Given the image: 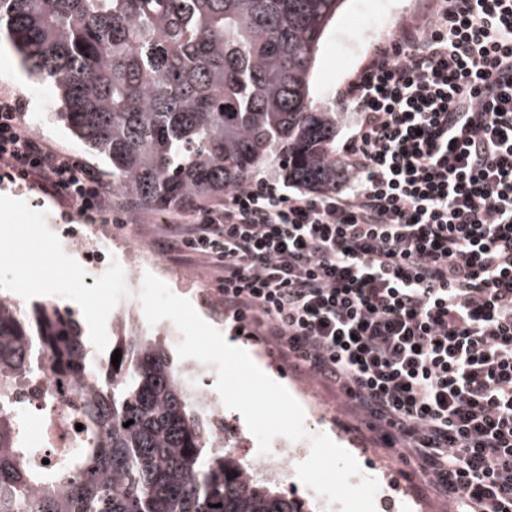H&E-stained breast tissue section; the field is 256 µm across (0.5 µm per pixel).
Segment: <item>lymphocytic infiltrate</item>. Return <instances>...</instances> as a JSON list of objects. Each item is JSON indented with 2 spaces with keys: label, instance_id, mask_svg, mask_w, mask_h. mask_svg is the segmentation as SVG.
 <instances>
[{
  "label": "lymphocytic infiltrate",
  "instance_id": "f902f5d3",
  "mask_svg": "<svg viewBox=\"0 0 512 512\" xmlns=\"http://www.w3.org/2000/svg\"><path fill=\"white\" fill-rule=\"evenodd\" d=\"M348 186L255 175L165 218L234 329L333 386L456 512H512V0H438L336 98ZM0 173L123 223L100 175L0 96Z\"/></svg>",
  "mask_w": 512,
  "mask_h": 512
}]
</instances>
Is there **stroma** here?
I'll return each mask as SVG.
<instances>
[{
    "instance_id": "stroma-1",
    "label": "stroma",
    "mask_w": 512,
    "mask_h": 512,
    "mask_svg": "<svg viewBox=\"0 0 512 512\" xmlns=\"http://www.w3.org/2000/svg\"><path fill=\"white\" fill-rule=\"evenodd\" d=\"M433 0H345L328 25L310 77L315 104L335 105L338 91L370 60L390 32L403 22L425 16ZM22 104V119L37 134L80 164L105 172L82 144L50 113L56 92L49 82L33 78L19 55L0 41V95ZM164 215L148 211L138 221L112 225L114 240L145 246L163 257L172 277L146 280L139 321L147 329L173 327L169 353L179 366H195L220 358L213 372L200 375L195 387L212 393L224 408V430L251 435L252 446L276 452L281 444L295 448L286 493L308 501L313 512H453L417 482L403 479L402 464L375 448L354 415L335 392L288 363L274 344L257 336L236 334L230 320H213L200 310L193 292L180 288L179 276H201L205 291L215 284L203 264L163 255L156 226ZM80 218L50 191L36 185L0 180V292L20 305L60 300L84 325L88 338L114 333L119 281L81 287L83 266L74 257L58 255L48 227L76 224ZM250 352L255 367L238 363L236 351ZM328 411L318 417L299 390Z\"/></svg>"
}]
</instances>
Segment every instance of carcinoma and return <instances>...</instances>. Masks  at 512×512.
I'll use <instances>...</instances> for the list:
<instances>
[{
	"label": "carcinoma",
	"mask_w": 512,
	"mask_h": 512,
	"mask_svg": "<svg viewBox=\"0 0 512 512\" xmlns=\"http://www.w3.org/2000/svg\"><path fill=\"white\" fill-rule=\"evenodd\" d=\"M344 0H0V33L53 84V117L106 157L137 213L224 200L263 165L309 189L336 185L337 113L309 99L323 34ZM100 366L75 314L0 296V512H309L213 449L215 425L165 343L112 341V381L76 389L83 438L27 443L13 384ZM134 420L125 427L123 423Z\"/></svg>",
	"instance_id": "carcinoma-1"
}]
</instances>
